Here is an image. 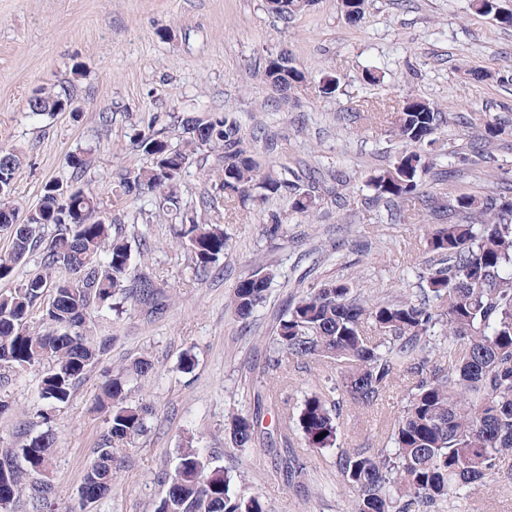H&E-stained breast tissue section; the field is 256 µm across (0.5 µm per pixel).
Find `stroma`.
I'll return each instance as SVG.
<instances>
[{
    "mask_svg": "<svg viewBox=\"0 0 512 512\" xmlns=\"http://www.w3.org/2000/svg\"><path fill=\"white\" fill-rule=\"evenodd\" d=\"M289 54L306 75L288 103L276 102L264 80L266 58ZM480 66L490 80L475 83L468 69ZM512 29L478 12L472 0H368L362 19L348 20L337 0H314L284 20L265 0H0V146L19 151L10 203L19 215L34 207L46 182L69 183L67 157L87 153L82 182L94 188L106 216L121 224L136 267L149 268L171 294L169 307L148 316L133 307L104 313L90 326L110 345L60 404L50 425L32 412L36 373L10 377L0 398V445L20 433L51 430L54 495L48 512H73L77 488L104 432L94 407L102 384L120 367L145 356L151 375L134 386L133 402L152 409L148 430L119 447L120 467L109 495L87 512H153L164 494L186 437L198 438L212 466L243 475L267 512H349L356 497L337 478L336 452L303 450L301 486L287 484L280 448L259 437L245 448L231 440L229 418L253 412L252 392L270 354L272 326L287 300L302 288L350 278L364 296H419V272L438 256L424 246L428 216L404 222L396 208L373 198L368 175L402 151L389 121L375 118L371 103H400L413 96L434 102L453 120L440 141L438 168L450 171L445 191L477 194L498 181L512 184ZM377 79L365 81V71ZM333 76L335 95L318 91ZM68 86L73 111L52 116L30 111L37 89ZM112 115L102 126L101 113ZM233 112L244 129L263 127L275 148L266 160L291 170L319 171L325 181L343 176L341 201L322 197L306 216L283 211L282 201L231 213L201 208L217 193L222 163L216 150L195 154L181 175V205L196 207L199 222L223 225L229 246L208 277L194 273L185 245L174 236V213H159L152 198L115 199L120 173L147 165L133 137L148 120L177 141V120L186 115ZM489 114L509 134L477 157L465 126ZM282 210L283 231L261 232L271 210ZM148 232V254L140 232ZM259 266L277 277L266 303L252 318L238 319L229 306L236 282ZM194 359L184 372V354ZM336 365L289 363L277 400L295 412L306 393L336 377ZM395 383L373 407L340 409L341 447H382L403 406Z\"/></svg>",
    "mask_w": 512,
    "mask_h": 512,
    "instance_id": "1",
    "label": "stroma"
}]
</instances>
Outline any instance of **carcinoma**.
Masks as SVG:
<instances>
[{"mask_svg":"<svg viewBox=\"0 0 512 512\" xmlns=\"http://www.w3.org/2000/svg\"><path fill=\"white\" fill-rule=\"evenodd\" d=\"M310 6L309 0H278V14L288 17ZM264 75L280 86L279 98L306 75L294 64L281 68L269 55ZM72 97L39 89L28 100L42 115L64 112ZM394 115L395 136L404 144L395 161L369 175L375 198L388 203L417 201L439 221L428 228L426 245L444 265L419 275L417 299H361L350 279H331L292 298L276 318L270 339L267 382L253 392L254 413L232 416L230 434L236 446L252 444L261 433V411L274 399L275 380L285 359L319 358L340 366L336 381L308 393L298 407L300 447L317 451L339 447L336 402L341 397L357 408L375 405L385 391L408 373L404 404L381 448L342 449L339 477L357 493L351 512H448L468 496L473 485L501 487L503 463L512 457V188L496 187L479 195H457L444 203L430 190L427 177L436 173L445 113L425 100L407 98ZM182 147L175 148L152 127L138 133L136 148L150 159L146 167L121 175L118 199L138 200L148 194L158 207L179 215L177 235L189 249L196 273L205 276L224 255L228 237L222 224H201L195 211L180 206V177L198 149L221 152L223 178L218 187L231 209L251 201L259 206L275 200L310 214L322 183L314 173L292 172L287 178L262 161L255 145L273 144L266 134L248 138L233 112L206 119L180 120ZM474 149L506 134L500 123L485 119L470 126ZM20 155L0 147V228L10 230V250L0 254V280L14 275L30 253L43 249V272L9 292L0 293V370L40 375L35 415L47 425L58 405L67 402L87 369L106 350L107 340L88 335L90 313L116 310L114 299L140 306L150 314L167 307L169 295L152 273L136 271L123 230L99 215L100 200L89 187L45 184L25 220L16 222L9 205ZM90 165L83 153L69 156L75 180ZM48 224L55 235L43 242ZM68 272L56 277V270ZM273 270L258 267L233 287L230 305L243 321L268 298ZM51 301L43 309L42 328L30 329L33 309L46 290ZM378 333L364 334L365 325ZM151 360L140 357L118 369L97 395L96 406L107 414L106 431L94 448L82 482L97 484L106 497L117 474L114 445L128 443L148 429L149 407L129 402L131 384L152 372ZM288 485L302 475L297 454L282 440ZM52 439L43 432L0 448V512H15L27 497L32 512H41L54 494L51 483ZM154 512H267L261 495L241 488L240 480L209 466L194 437L185 440L167 490Z\"/></svg>","mask_w":512,"mask_h":512,"instance_id":"1","label":"carcinoma"}]
</instances>
